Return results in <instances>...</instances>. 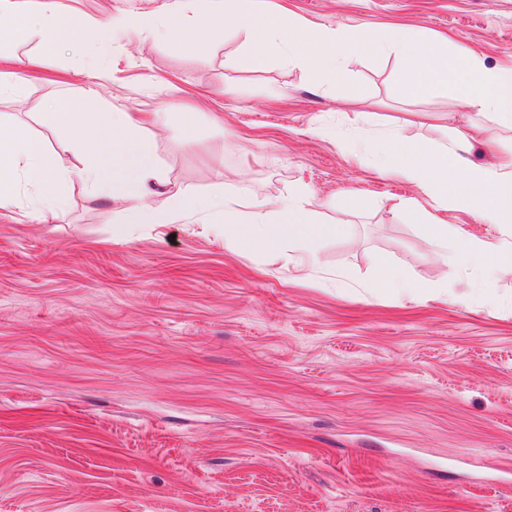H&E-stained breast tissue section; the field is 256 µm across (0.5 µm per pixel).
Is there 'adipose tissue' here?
Listing matches in <instances>:
<instances>
[{"mask_svg": "<svg viewBox=\"0 0 512 512\" xmlns=\"http://www.w3.org/2000/svg\"><path fill=\"white\" fill-rule=\"evenodd\" d=\"M10 22L0 27V42L17 44L39 38L42 53L64 45L80 44L85 23L64 20L58 0H38L29 8L26 0H0V14ZM47 121L68 124L71 139L64 148L79 147L83 161L76 173L95 198L123 205L125 224H166L177 216L217 213L224 219V234L255 252L282 244L309 247L315 240L344 235L343 224H317L304 207L305 186H296L280 200L276 220L246 209L232 190L209 197L188 190L170 191L156 164L150 145L139 131L132 113L112 112L95 88L84 89L80 102L64 112L46 113ZM468 150L466 135L451 139L438 150L400 138L390 129L376 139L371 154L378 170L387 177L410 184L429 195L431 206L417 216L423 242L442 265L453 268L476 260L489 277L512 273V243L495 244L465 229H448L439 211L454 206L487 223L512 231V154L490 166H466L458 177H449L448 167ZM66 175L21 123L0 120V208L9 207L18 182L33 189L29 205L34 212L65 205L59 186ZM161 197L164 207H151V198ZM456 237V250H449V237Z\"/></svg>", "mask_w": 512, "mask_h": 512, "instance_id": "1", "label": "adipose tissue"}]
</instances>
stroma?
<instances>
[{
    "label": "stroma",
    "mask_w": 512,
    "mask_h": 512,
    "mask_svg": "<svg viewBox=\"0 0 512 512\" xmlns=\"http://www.w3.org/2000/svg\"><path fill=\"white\" fill-rule=\"evenodd\" d=\"M170 0H60L66 14L162 19ZM313 28L392 25L512 60V0H260ZM133 31L101 60L97 33L0 96L59 168L43 101L95 85L117 112L193 106L196 139L144 126L172 188L224 189L270 214L297 184L317 222L347 224L309 267L289 246L225 241L218 216L112 227L120 204L63 184L64 212L36 218L32 190L0 209V512H512V276L424 252L412 185L354 164L349 147L389 126L441 149L485 127L468 163L512 151V128L449 84L401 98L396 62L375 56L314 85L279 54L234 65ZM359 103H352V96ZM462 303L372 293L376 260Z\"/></svg>",
    "instance_id": "35a3bbf8"
}]
</instances>
